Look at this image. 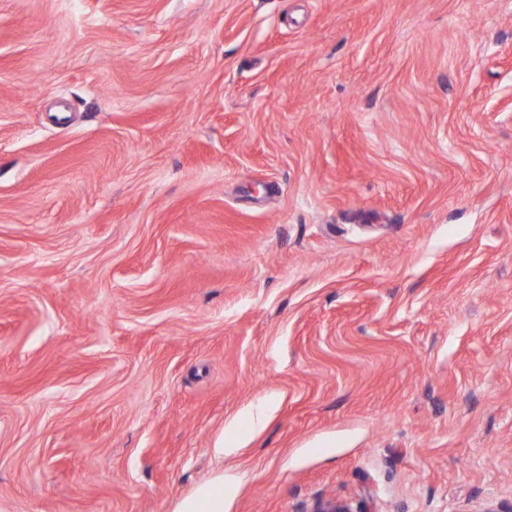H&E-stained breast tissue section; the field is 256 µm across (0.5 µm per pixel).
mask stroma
I'll use <instances>...</instances> for the list:
<instances>
[{
    "label": "stroma",
    "mask_w": 512,
    "mask_h": 512,
    "mask_svg": "<svg viewBox=\"0 0 512 512\" xmlns=\"http://www.w3.org/2000/svg\"><path fill=\"white\" fill-rule=\"evenodd\" d=\"M512 512V0H0V512ZM179 512H223L224 489L220 486L202 490L199 495L186 502Z\"/></svg>",
    "instance_id": "35a3bbf8"
}]
</instances>
